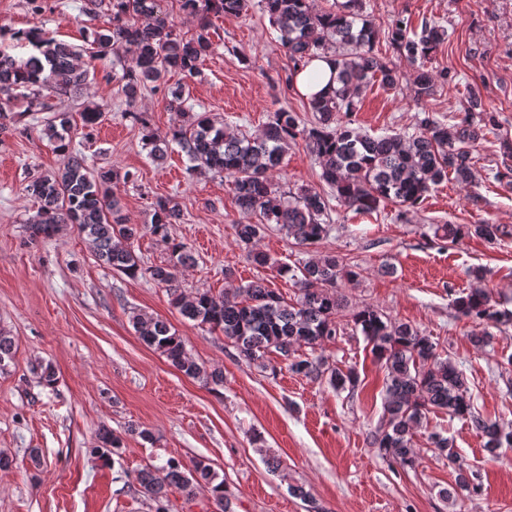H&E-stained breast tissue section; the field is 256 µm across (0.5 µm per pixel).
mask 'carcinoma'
Returning a JSON list of instances; mask_svg holds the SVG:
<instances>
[{"mask_svg": "<svg viewBox=\"0 0 512 512\" xmlns=\"http://www.w3.org/2000/svg\"><path fill=\"white\" fill-rule=\"evenodd\" d=\"M193 15L223 13L238 16L247 0H181ZM263 9L298 72L311 58L332 52L336 56L337 87L327 97L308 101L314 124L299 122L293 112H275L262 133L243 134L229 117L219 122L205 113L188 116L187 124L173 129L171 140L180 145L191 162L189 171L214 170L233 179L235 204L247 220L235 225L238 240L254 246L271 226H276L300 246H312L330 231L329 202L325 193L304 189L287 196L273 182V172L281 163L288 144L303 138L321 165V180L336 193L345 206L371 212L384 202L409 211L418 208L431 187L453 174L457 182L472 178L470 145L483 137V127L495 116L479 112L457 125L454 133L434 117L420 121L419 132L371 136L340 120V114L357 107L355 98L368 86L379 83L393 88L399 82L396 66L374 51L379 30L364 15V0H343L328 9L316 10L312 0H261ZM112 27L94 33L93 55H108L121 62V54L132 52L131 63L123 73L121 91L132 101L142 89L161 82L166 75L192 76L206 57L212 42L206 25L191 38L176 34L160 15L159 0H109ZM398 51L414 61H426L448 41V28L426 20L415 29L398 19L390 31ZM39 54L18 58L0 50V97L6 103L30 92V103L42 111L55 113L45 131L56 152L64 157L62 167L51 173L32 176L28 192L39 202L36 216L28 225L32 239L48 238L61 225L70 224L84 234L98 260L129 277L149 275L166 286L171 304L186 319L200 326L219 329L243 359L267 368L269 355L286 361L288 371L310 380L328 377L338 391H353L359 383L355 368H329L321 357L302 352L324 341L336 339L339 316L345 305L338 294V283L352 280L358 272L336 256L311 259L298 267V294L286 300L260 281L233 291L217 294L198 291L186 295L176 284L175 271L196 263L193 252L182 243H171L173 263L142 267L132 244L139 232L126 223L119 200L112 193L117 173L90 169L82 154L71 147L69 113L47 102L53 97L69 98L89 84V71L76 63L79 51L54 38H42ZM442 79L446 75L438 76ZM419 66L414 93L422 100L431 96L436 78ZM181 210L168 199L153 204L149 231L169 241V225L179 222ZM440 239L455 243L464 237L494 242L506 235L498 224H443ZM474 285L455 300L457 313L478 324L496 326L507 313L492 304L483 287L484 273L477 269ZM352 322L365 337L374 358L385 371V396L382 421L372 444L380 455L404 467L415 466L412 448L415 432L428 422L429 414L445 413L469 420L485 439L491 453L512 448V429L507 430L477 411L467 377L446 357L437 352L431 337L406 322H395L378 310L365 306L351 315ZM133 327L139 340L160 352L184 375L215 387L224 386V371L207 368L194 360L184 340L164 321L136 314ZM14 357V340L0 330V371ZM430 443L448 463L457 466L455 487H470L471 478L458 465V452L452 439L432 432ZM122 448V441L103 428L96 435L89 455L106 462ZM141 492L154 501L167 500L168 488L192 493L196 487L208 489L214 512H233L224 491V481L203 460L187 465L169 458L162 465H149L134 477Z\"/></svg>", "mask_w": 512, "mask_h": 512, "instance_id": "1", "label": "carcinoma"}]
</instances>
